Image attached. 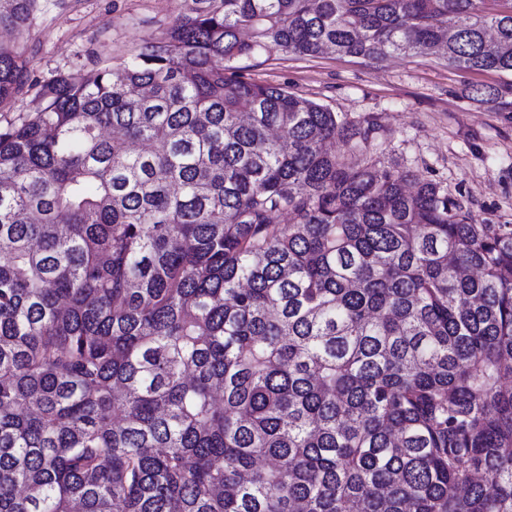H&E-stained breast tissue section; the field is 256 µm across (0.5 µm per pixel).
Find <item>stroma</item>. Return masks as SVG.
I'll list each match as a JSON object with an SVG mask.
<instances>
[{
	"label": "stroma",
	"instance_id": "1",
	"mask_svg": "<svg viewBox=\"0 0 512 512\" xmlns=\"http://www.w3.org/2000/svg\"><path fill=\"white\" fill-rule=\"evenodd\" d=\"M188 0H36L24 39L33 79L47 82L118 66L162 33ZM254 82L282 86L380 126L373 153L448 188L476 224H512V73L464 72L441 58L398 55L380 64L349 56H286L269 50L245 60ZM502 92L505 105L468 99L470 87Z\"/></svg>",
	"mask_w": 512,
	"mask_h": 512
}]
</instances>
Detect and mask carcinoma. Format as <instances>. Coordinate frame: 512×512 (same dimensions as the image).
Masks as SVG:
<instances>
[{
    "label": "carcinoma",
    "instance_id": "cac0c4a2",
    "mask_svg": "<svg viewBox=\"0 0 512 512\" xmlns=\"http://www.w3.org/2000/svg\"><path fill=\"white\" fill-rule=\"evenodd\" d=\"M192 2L32 112L0 45V512H512V225L238 66L512 72V0Z\"/></svg>",
    "mask_w": 512,
    "mask_h": 512
}]
</instances>
